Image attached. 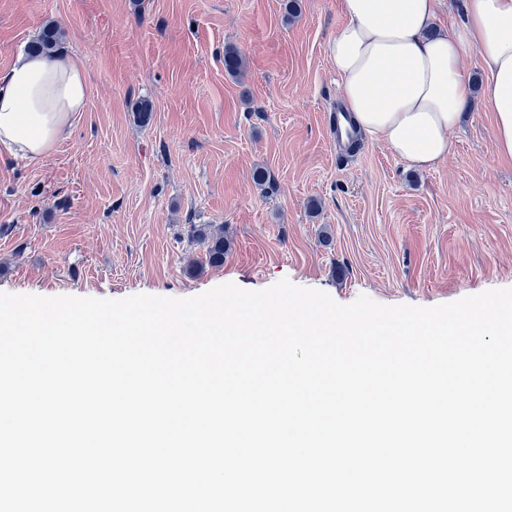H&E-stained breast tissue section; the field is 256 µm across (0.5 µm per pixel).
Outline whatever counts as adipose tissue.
<instances>
[{
	"label": "adipose tissue",
	"mask_w": 512,
	"mask_h": 512,
	"mask_svg": "<svg viewBox=\"0 0 512 512\" xmlns=\"http://www.w3.org/2000/svg\"><path fill=\"white\" fill-rule=\"evenodd\" d=\"M460 27L435 32L437 0H341L329 42L343 102L358 129L402 160L430 169L473 98L460 72L478 53L498 154L512 159V0H463ZM80 60L20 53L0 76V149L41 163L86 108Z\"/></svg>",
	"instance_id": "ef3b65f1"
}]
</instances>
